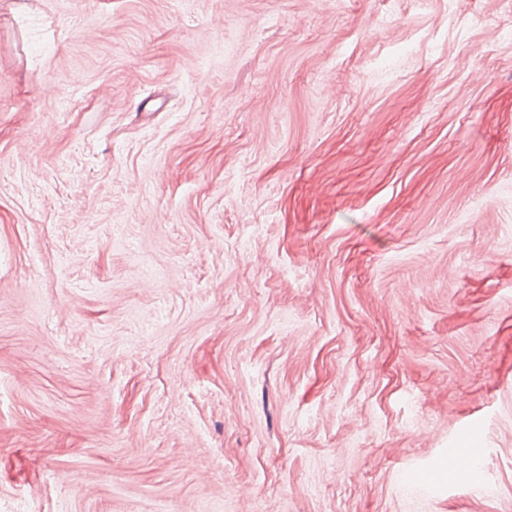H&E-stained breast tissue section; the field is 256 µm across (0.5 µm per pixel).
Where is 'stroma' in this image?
<instances>
[{"instance_id": "1", "label": "stroma", "mask_w": 512, "mask_h": 512, "mask_svg": "<svg viewBox=\"0 0 512 512\" xmlns=\"http://www.w3.org/2000/svg\"><path fill=\"white\" fill-rule=\"evenodd\" d=\"M511 20L0 0V512H512Z\"/></svg>"}]
</instances>
